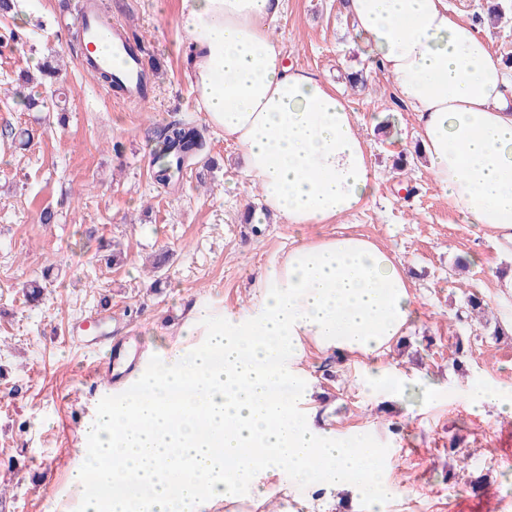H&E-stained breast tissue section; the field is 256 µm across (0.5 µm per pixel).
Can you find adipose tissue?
I'll return each instance as SVG.
<instances>
[{
    "label": "adipose tissue",
    "instance_id": "1",
    "mask_svg": "<svg viewBox=\"0 0 512 512\" xmlns=\"http://www.w3.org/2000/svg\"><path fill=\"white\" fill-rule=\"evenodd\" d=\"M282 0H181L188 79L208 125L238 149L264 212L331 224L371 192V153L343 93L284 60ZM355 35L413 112L426 168L465 218L512 248V76L448 0H345ZM261 304L225 315L104 410L73 482L84 512H211L288 468L378 506L383 454L314 422L306 342L376 357L411 321L403 266L367 238L307 240L260 282Z\"/></svg>",
    "mask_w": 512,
    "mask_h": 512
}]
</instances>
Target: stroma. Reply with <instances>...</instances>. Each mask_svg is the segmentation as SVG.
<instances>
[{
  "label": "stroma",
  "mask_w": 512,
  "mask_h": 512,
  "mask_svg": "<svg viewBox=\"0 0 512 512\" xmlns=\"http://www.w3.org/2000/svg\"><path fill=\"white\" fill-rule=\"evenodd\" d=\"M84 0H26L0 13V36L20 28L23 44L0 43V512L79 508L70 483L77 450L102 409L101 388L86 376L94 360L84 326L127 330L158 358L201 343L184 327L197 311L213 320L260 300L256 283L304 239L355 234L393 253L410 278L414 315L380 363L407 375L398 398L371 383V358L337 357L309 347L302 364L319 415L339 433L385 451L394 493L378 512H512V417L478 411V385L512 390V332L493 335L484 319L458 320L465 296L490 308L512 298V256L491 232L468 223L413 154L416 120L395 97L388 76L353 40L340 0H283L274 24L289 65L342 89L371 152L375 186L366 204L333 224L300 227L260 210L232 142L208 130L180 52V0H95L112 25L145 46L153 93L129 102L82 66L78 18ZM448 0L457 19L475 24L491 51L512 62V0ZM53 80L37 75L43 62ZM363 69L350 88L347 68ZM40 100L30 110L18 87ZM206 131L208 148L179 181L156 180L152 149L173 122ZM54 219L44 224L42 211ZM116 243L123 263L107 265ZM166 265L152 269L159 250ZM46 285L40 305L23 286ZM463 352H456L455 341ZM459 441V454L448 452ZM268 495L216 503L214 512H369L367 499L328 486H298L288 474L264 480Z\"/></svg>",
  "instance_id": "1"
}]
</instances>
